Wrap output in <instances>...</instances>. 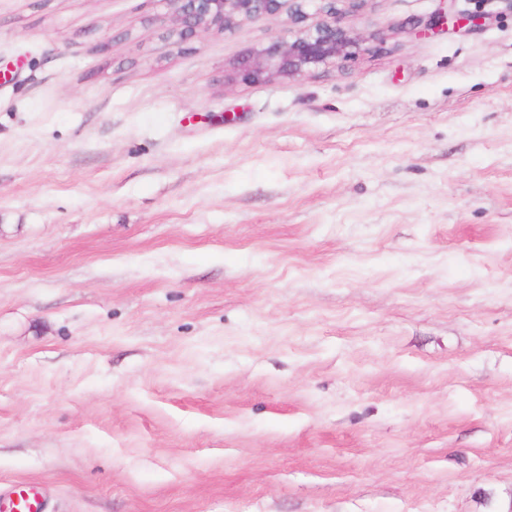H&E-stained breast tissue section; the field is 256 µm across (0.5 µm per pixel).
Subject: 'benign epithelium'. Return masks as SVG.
<instances>
[{
	"label": "benign epithelium",
	"instance_id": "1",
	"mask_svg": "<svg viewBox=\"0 0 512 512\" xmlns=\"http://www.w3.org/2000/svg\"><path fill=\"white\" fill-rule=\"evenodd\" d=\"M171 20L166 38L178 45L191 36L213 31L231 32L244 22L285 15L292 39L278 37L242 56L228 76L231 82L254 83L274 75L303 77L322 66L345 58L362 38L344 24L345 15L366 0H319L315 14L307 11L310 0H163Z\"/></svg>",
	"mask_w": 512,
	"mask_h": 512
}]
</instances>
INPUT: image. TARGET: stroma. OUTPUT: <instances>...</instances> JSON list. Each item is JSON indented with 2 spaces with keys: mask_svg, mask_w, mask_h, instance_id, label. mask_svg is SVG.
<instances>
[{
  "mask_svg": "<svg viewBox=\"0 0 512 512\" xmlns=\"http://www.w3.org/2000/svg\"><path fill=\"white\" fill-rule=\"evenodd\" d=\"M481 14L429 36L443 12ZM0 0V495L44 512H512V5ZM171 20L166 38L174 45L190 36L232 32L244 22L285 14L292 39L278 37L242 56L228 81L254 83L274 75L303 77L345 58L362 38L344 24L345 15L366 0H319L313 15L310 0H164ZM336 2H345L339 9ZM311 20V21H310ZM310 21V22H309ZM34 485L19 486L15 491V499L11 501L10 511L6 512H42V504L37 497Z\"/></svg>",
  "mask_w": 512,
  "mask_h": 512,
  "instance_id": "1",
  "label": "stroma"
}]
</instances>
